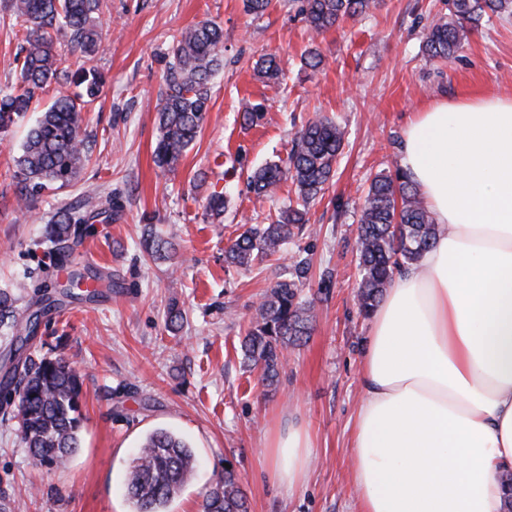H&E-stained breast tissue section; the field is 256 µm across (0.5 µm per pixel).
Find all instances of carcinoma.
<instances>
[{
    "label": "carcinoma",
    "mask_w": 512,
    "mask_h": 512,
    "mask_svg": "<svg viewBox=\"0 0 512 512\" xmlns=\"http://www.w3.org/2000/svg\"><path fill=\"white\" fill-rule=\"evenodd\" d=\"M378 0H301L300 12L311 30L321 33L345 17L367 14ZM12 15L22 32L24 56L17 86L0 91V134H5L30 109L35 91L57 80L60 59L58 36L68 39L80 53L75 61L74 81L81 90L58 92L53 103L29 129L17 159L22 187L18 204L47 190L71 184L85 161V130L81 112L103 88V77L84 64L99 49L96 15L101 0H12ZM512 15V0H448V18L433 22L426 33L425 52L434 62L451 61L469 35L484 18ZM224 29L206 20L186 28L172 49V61L165 72L159 136L154 150L156 164L174 170L195 142L211 100V79L223 63L221 45ZM258 72L270 79L281 74L274 54L263 56ZM344 130L327 117L306 123L296 134L286 165L271 163L255 171L248 188L258 197H270L280 184L291 181L299 205L281 211L276 220L240 234L224 250L225 262L247 268L258 256H271L283 249L293 229L305 222L306 206L324 190L333 164L344 145ZM226 209L221 193L207 198V214L220 218ZM90 201L56 213L45 225V241L52 245L60 261H65L72 245L82 236L83 225L93 218ZM399 225V232L390 225ZM438 225L420 191L401 170L377 174L364 198L357 237L360 280L357 300L368 315L379 303L394 273L417 261L437 238ZM146 252L167 259L174 245L146 234ZM295 276L276 282L258 307L257 320L242 338L240 349L248 366L261 371V381L272 386L279 376L288 346L308 335L312 315L299 300V287L308 267L297 265ZM73 287L61 288L55 296L42 294L36 305L42 310L61 308L71 299L92 300L99 294V278L74 270ZM15 299L0 291V330L16 352L26 349L38 321H27L21 333ZM82 381L62 355L34 358L22 355L18 365L0 376V404L16 410L24 448L33 461L53 469L65 464L79 448ZM194 455L188 444L168 430H157L142 442L130 467L127 493L133 512H164L193 473ZM202 512H248L247 497L234 469L217 472L202 501Z\"/></svg>",
    "instance_id": "obj_1"
}]
</instances>
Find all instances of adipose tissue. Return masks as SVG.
Returning a JSON list of instances; mask_svg holds the SVG:
<instances>
[{
	"instance_id": "ef3b65f1",
	"label": "adipose tissue",
	"mask_w": 512,
	"mask_h": 512,
	"mask_svg": "<svg viewBox=\"0 0 512 512\" xmlns=\"http://www.w3.org/2000/svg\"><path fill=\"white\" fill-rule=\"evenodd\" d=\"M400 166L440 231L370 314L351 464L359 512H503L512 471V95L430 103ZM313 437L289 424L267 472L307 479Z\"/></svg>"
}]
</instances>
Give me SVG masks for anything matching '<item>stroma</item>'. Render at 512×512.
Segmentation results:
<instances>
[{
    "label": "stroma",
    "instance_id": "1",
    "mask_svg": "<svg viewBox=\"0 0 512 512\" xmlns=\"http://www.w3.org/2000/svg\"><path fill=\"white\" fill-rule=\"evenodd\" d=\"M9 0H0V88L19 72L22 41ZM299 0H273L265 15L244 0H107L101 47L91 67L105 83L83 114L88 160L69 186L19 210L15 159L31 124L23 118L0 137V290L13 293L20 316L37 284L57 287L71 270L100 273L96 301L76 300L40 319L32 352L63 355L83 379L80 447L62 468L33 465L18 421L0 415V512H131L127 476L133 454L152 432L170 429L195 456L192 477L167 512H200L214 475L237 471L249 512H358L351 472L353 425L362 398L360 369L369 319L360 313L356 229L372 178L399 165L408 118L437 100L512 94V17L473 31L455 60L430 62L426 28L446 15L444 0H381L369 14L314 34ZM210 19L224 29L223 68L214 77L202 130L180 165L158 168L163 76L181 31ZM318 48L319 70L302 54ZM273 53L283 76H257ZM262 107L253 126L241 115ZM326 116L345 131L344 148L308 222L281 255L240 270L224 249L252 226L275 220L294 196L256 198L247 178L261 165L286 163L296 132ZM214 192L228 207L222 223L205 221ZM100 199L70 261L60 262L43 237L60 208ZM172 241L178 263L150 257L145 232ZM310 265L301 297L310 302V334L289 347L278 382L264 386L249 370L240 341L263 295ZM183 314L170 329V306ZM298 422L314 448L304 487L268 479V438Z\"/></svg>",
    "mask_w": 512,
    "mask_h": 512
}]
</instances>
